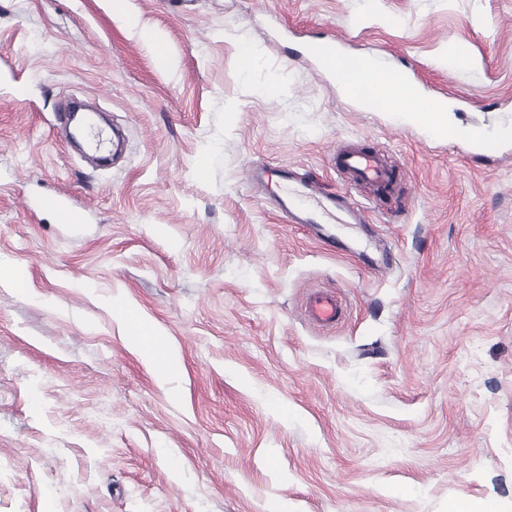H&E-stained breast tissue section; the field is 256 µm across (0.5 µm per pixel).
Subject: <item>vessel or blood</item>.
Here are the masks:
<instances>
[{"label": "vessel or blood", "mask_w": 512, "mask_h": 512, "mask_svg": "<svg viewBox=\"0 0 512 512\" xmlns=\"http://www.w3.org/2000/svg\"><path fill=\"white\" fill-rule=\"evenodd\" d=\"M332 165L357 182L375 186L381 197L391 195L397 181L395 162L374 149L337 147ZM252 178L287 223L311 230L336 214L347 224L364 221L362 209L355 206L345 192H324L318 181L292 168L265 166L253 171ZM305 314L312 323L331 327L341 317L342 307L335 293L316 291L306 300Z\"/></svg>", "instance_id": "1"}]
</instances>
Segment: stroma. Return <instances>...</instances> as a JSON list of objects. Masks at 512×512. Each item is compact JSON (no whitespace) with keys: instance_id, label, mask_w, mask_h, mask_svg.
Here are the masks:
<instances>
[{"instance_id":"35a3bbf8","label":"stroma","mask_w":512,"mask_h":512,"mask_svg":"<svg viewBox=\"0 0 512 512\" xmlns=\"http://www.w3.org/2000/svg\"><path fill=\"white\" fill-rule=\"evenodd\" d=\"M129 9L134 30L107 0H0V258L24 274L0 280V512H512V144L363 111L300 56L340 42L493 126L512 120V0ZM71 96L122 130L111 167L68 141ZM341 141L390 155L397 192L351 191ZM258 165L351 191L365 223L332 227L350 253L271 211ZM314 289L342 298L335 328L305 318ZM153 333L164 378L136 346Z\"/></svg>"}]
</instances>
